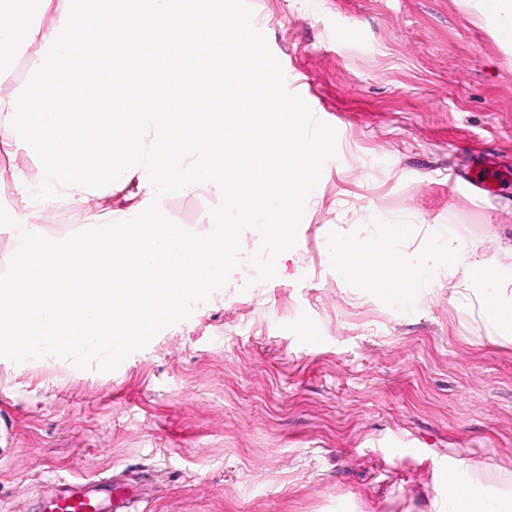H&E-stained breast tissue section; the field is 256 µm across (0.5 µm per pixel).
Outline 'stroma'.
Returning <instances> with one entry per match:
<instances>
[{"instance_id":"1","label":"stroma","mask_w":512,"mask_h":512,"mask_svg":"<svg viewBox=\"0 0 512 512\" xmlns=\"http://www.w3.org/2000/svg\"><path fill=\"white\" fill-rule=\"evenodd\" d=\"M287 83L337 129L278 275L240 265L116 370L0 357V512H45L50 479L125 476L148 512H447L440 467L512 504V336L481 315L480 265L512 279V181L451 193L479 151L512 171V44L464 0H248ZM0 144V205L62 240L136 216L16 187L39 169ZM209 186L162 200L209 233ZM409 224L426 270L403 301L344 276L325 244ZM457 246L447 262L438 239Z\"/></svg>"}]
</instances>
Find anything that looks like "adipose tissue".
I'll list each match as a JSON object with an SVG mask.
<instances>
[{
	"instance_id": "ef3b65f1",
	"label": "adipose tissue",
	"mask_w": 512,
	"mask_h": 512,
	"mask_svg": "<svg viewBox=\"0 0 512 512\" xmlns=\"http://www.w3.org/2000/svg\"><path fill=\"white\" fill-rule=\"evenodd\" d=\"M371 239L364 238L338 245L336 261L343 274L354 273L358 278L375 287L383 288L392 294H400L407 285L420 283L422 275L413 269L403 258H396L388 267L365 268L353 270L352 265L358 256L369 251ZM473 282L476 286L484 288L486 293L492 294V306L484 308L483 315L487 322L503 332L512 331V289L502 287L500 282L494 281L489 271L477 267L473 270Z\"/></svg>"
}]
</instances>
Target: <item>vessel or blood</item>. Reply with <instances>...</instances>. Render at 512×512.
<instances>
[{"mask_svg":"<svg viewBox=\"0 0 512 512\" xmlns=\"http://www.w3.org/2000/svg\"><path fill=\"white\" fill-rule=\"evenodd\" d=\"M488 162L475 157L461 177H449L448 183L458 192L483 191ZM50 512H140V498L131 485L112 477L84 481L53 480Z\"/></svg>","mask_w":512,"mask_h":512,"instance_id":"obj_1","label":"vessel or blood"}]
</instances>
